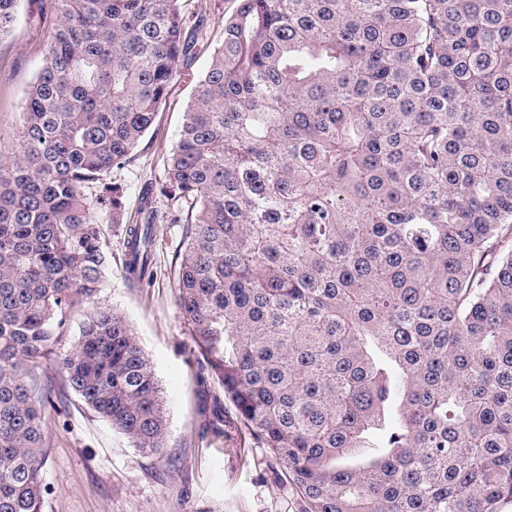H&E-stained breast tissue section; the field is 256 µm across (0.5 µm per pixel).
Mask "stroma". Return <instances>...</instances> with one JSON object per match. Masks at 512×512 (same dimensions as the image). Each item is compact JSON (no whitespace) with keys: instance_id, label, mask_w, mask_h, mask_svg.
<instances>
[{"instance_id":"35a3bbf8","label":"stroma","mask_w":512,"mask_h":512,"mask_svg":"<svg viewBox=\"0 0 512 512\" xmlns=\"http://www.w3.org/2000/svg\"><path fill=\"white\" fill-rule=\"evenodd\" d=\"M55 17L51 0H20L10 37L0 40V149L16 145L26 90L45 63ZM201 48L189 69L178 70L154 124L128 165L112 170L122 186L128 213L143 192L162 180L196 78L207 67ZM98 185L83 193L90 217L103 227L109 265L94 302L118 309L147 353L161 387L168 419L166 455L157 458L90 410L53 366L35 374L50 395L49 439L41 512H299L296 493L280 479L279 465L250 435L225 399L214 374L198 360L187 320L177 301L181 228L161 225L153 244V279L128 288L121 228L112 211L96 204ZM223 417L222 433L210 425Z\"/></svg>"}]
</instances>
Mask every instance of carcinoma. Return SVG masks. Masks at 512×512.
<instances>
[{
    "mask_svg": "<svg viewBox=\"0 0 512 512\" xmlns=\"http://www.w3.org/2000/svg\"><path fill=\"white\" fill-rule=\"evenodd\" d=\"M20 0H0V39ZM167 173L123 227L128 283L183 225L195 349L300 512L512 504V0H236ZM0 153V512H41L51 361L142 452L168 436L83 194L153 125L206 26L181 0H54ZM176 208L158 209L154 195Z\"/></svg>",
    "mask_w": 512,
    "mask_h": 512,
    "instance_id": "1",
    "label": "carcinoma"
}]
</instances>
